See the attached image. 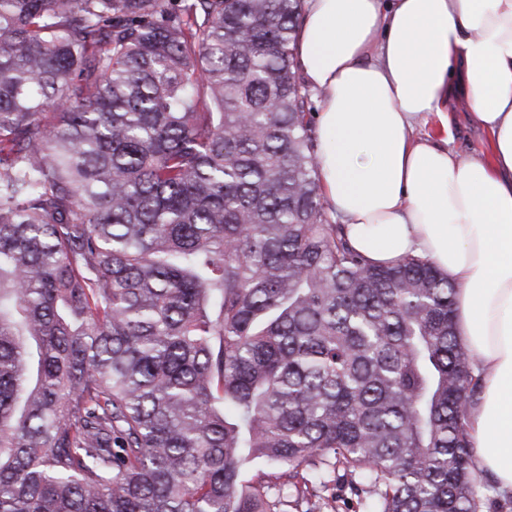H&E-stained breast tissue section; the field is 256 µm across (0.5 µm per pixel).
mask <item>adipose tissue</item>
Masks as SVG:
<instances>
[{"mask_svg": "<svg viewBox=\"0 0 512 512\" xmlns=\"http://www.w3.org/2000/svg\"><path fill=\"white\" fill-rule=\"evenodd\" d=\"M297 55L319 95V183L370 263L429 259L457 286L481 388L473 464L512 493V0H306ZM465 101L494 159L419 133Z\"/></svg>", "mask_w": 512, "mask_h": 512, "instance_id": "obj_1", "label": "adipose tissue"}]
</instances>
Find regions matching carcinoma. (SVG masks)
<instances>
[{"mask_svg": "<svg viewBox=\"0 0 512 512\" xmlns=\"http://www.w3.org/2000/svg\"><path fill=\"white\" fill-rule=\"evenodd\" d=\"M304 0H0V512H480L457 287L320 190Z\"/></svg>", "mask_w": 512, "mask_h": 512, "instance_id": "carcinoma-1", "label": "carcinoma"}]
</instances>
